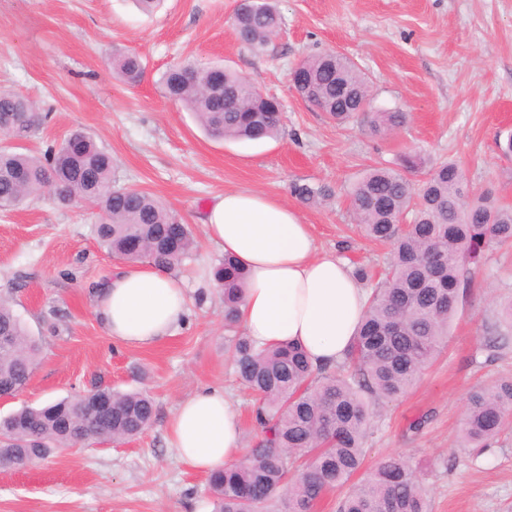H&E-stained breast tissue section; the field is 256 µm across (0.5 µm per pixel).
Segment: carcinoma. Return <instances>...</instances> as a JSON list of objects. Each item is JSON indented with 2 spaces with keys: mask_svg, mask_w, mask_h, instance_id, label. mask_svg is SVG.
Returning a JSON list of instances; mask_svg holds the SVG:
<instances>
[{
  "mask_svg": "<svg viewBox=\"0 0 512 512\" xmlns=\"http://www.w3.org/2000/svg\"><path fill=\"white\" fill-rule=\"evenodd\" d=\"M281 22L269 0L237 9L233 19L239 39L258 50ZM300 67L315 92L309 103L340 123L354 117L347 90L369 98L366 79L344 56L324 54ZM115 70L136 83L144 65L127 53ZM161 84L214 139L261 141L283 126L281 104L255 96L247 80L224 66H173ZM4 117L18 134L40 122L32 101L1 90ZM404 121L402 112H377L371 128L379 132ZM112 168V155L79 130L42 154L1 146L0 209L18 208L45 192L62 206L93 203L101 211L95 228L101 247L128 262L172 270L194 247L192 228L152 194L115 186ZM292 194L309 202L331 190L295 184ZM349 209L370 238L392 247V257L344 358L333 367H314L298 347L262 348L242 333L225 337L237 376L253 395L258 438L239 461L209 475L213 512H277L280 502L286 512H314L327 494L347 484L362 468L371 407L404 393L441 353L449 320L469 288L470 269L490 247L512 242V209L487 193H472L455 162L440 164L418 186L399 170L374 167L350 191ZM211 275L223 294L225 325L235 326L245 273L226 255ZM0 336L11 338L0 346V384L22 389L39 342L2 300ZM100 398L109 401L112 414L97 410ZM155 416L147 393L101 386L43 406L24 405L0 418V459L23 467L56 448L121 442L141 434ZM510 427L512 378L470 394L461 423L464 442L482 446ZM338 512H431L430 491L417 468L389 455L348 488Z\"/></svg>",
  "mask_w": 512,
  "mask_h": 512,
  "instance_id": "obj_1",
  "label": "carcinoma"
}]
</instances>
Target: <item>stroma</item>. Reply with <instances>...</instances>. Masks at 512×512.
I'll return each instance as SVG.
<instances>
[{
    "label": "stroma",
    "mask_w": 512,
    "mask_h": 512,
    "mask_svg": "<svg viewBox=\"0 0 512 512\" xmlns=\"http://www.w3.org/2000/svg\"><path fill=\"white\" fill-rule=\"evenodd\" d=\"M282 27L265 49L238 41L237 0H164L151 14L133 0H0V88L36 101L47 119L18 143L45 152L75 129L114 160L118 186L159 198L190 224L196 246L173 271L190 313L173 336L132 348L111 340L93 312V287L123 267L96 241L97 210L50 195L0 210V296L41 350L27 386L0 405L4 416L95 385L145 390L153 424L121 443L56 450L42 463L0 473V512H212L207 476L177 459L165 440L178 402L197 387H223L252 443L251 397L224 352V301L208 272L221 254L206 239L205 206L227 190H257L293 207L319 251L378 274L386 246L367 238L348 194L371 166L423 169L453 161L475 191L512 207V0H275ZM337 52L364 72L375 112L405 113L403 126L372 133L367 117L339 125L302 101L291 69ZM118 53L145 66L134 85L112 69ZM231 67L282 105L284 126L263 143L209 138L160 83L187 61ZM331 189L302 202L293 184ZM512 298V246L491 250L448 325V342L398 400L376 405L366 467L400 454L421 467L433 512H512V431L463 448L458 428L475 388L512 377V339L490 347L489 329ZM419 431H411L414 421Z\"/></svg>",
    "instance_id": "1"
}]
</instances>
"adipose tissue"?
Masks as SVG:
<instances>
[{"label":"adipose tissue","mask_w":512,"mask_h":512,"mask_svg":"<svg viewBox=\"0 0 512 512\" xmlns=\"http://www.w3.org/2000/svg\"><path fill=\"white\" fill-rule=\"evenodd\" d=\"M205 234L247 273L238 324L261 346L302 347L335 365L351 346L369 301L348 265L318 252L309 225L279 198L229 190L212 198ZM188 312L183 280L154 266L99 281L94 314L110 339L132 347L173 335ZM167 444L186 466L209 473L244 454L240 415L223 388L202 386L173 412Z\"/></svg>","instance_id":"obj_1"}]
</instances>
